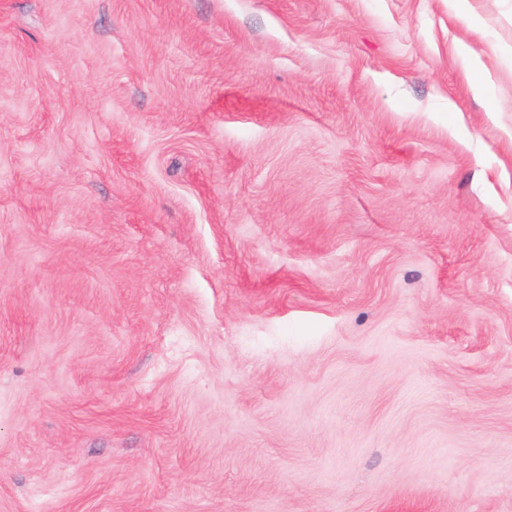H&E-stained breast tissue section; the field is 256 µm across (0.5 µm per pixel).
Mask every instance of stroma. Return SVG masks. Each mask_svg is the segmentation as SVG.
Instances as JSON below:
<instances>
[{"label":"stroma","mask_w":512,"mask_h":512,"mask_svg":"<svg viewBox=\"0 0 512 512\" xmlns=\"http://www.w3.org/2000/svg\"><path fill=\"white\" fill-rule=\"evenodd\" d=\"M473 4L0 0V512H512Z\"/></svg>","instance_id":"35a3bbf8"}]
</instances>
